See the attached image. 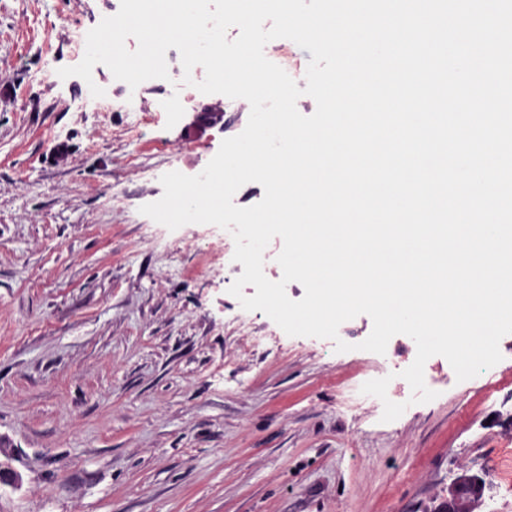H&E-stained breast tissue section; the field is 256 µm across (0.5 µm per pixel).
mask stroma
Instances as JSON below:
<instances>
[{
  "mask_svg": "<svg viewBox=\"0 0 512 512\" xmlns=\"http://www.w3.org/2000/svg\"><path fill=\"white\" fill-rule=\"evenodd\" d=\"M119 7L0 0V464L20 477L0 512H431L465 467L489 483L481 512H512V334L463 382L429 358L437 396L413 405L411 338L360 350L366 315L339 328L349 352L287 335L229 294L233 237L141 214L250 106L102 64L60 78L73 35ZM264 54L305 87L309 51ZM194 112L220 118L192 129ZM383 377L406 406L388 423L361 391Z\"/></svg>",
  "mask_w": 512,
  "mask_h": 512,
  "instance_id": "obj_1",
  "label": "stroma"
}]
</instances>
